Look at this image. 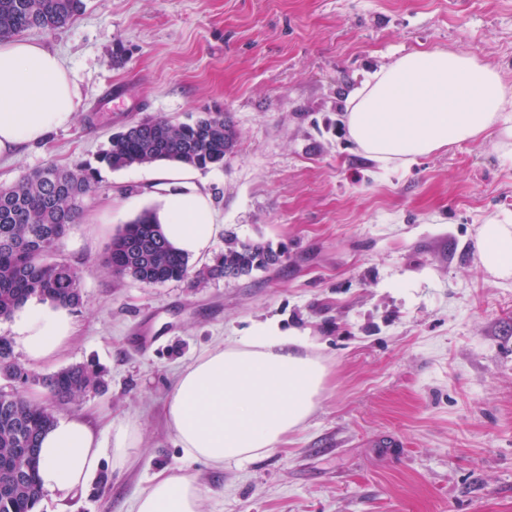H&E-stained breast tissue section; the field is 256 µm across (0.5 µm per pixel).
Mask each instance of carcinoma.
Instances as JSON below:
<instances>
[{
	"mask_svg": "<svg viewBox=\"0 0 512 512\" xmlns=\"http://www.w3.org/2000/svg\"><path fill=\"white\" fill-rule=\"evenodd\" d=\"M86 9V0H0V37L26 30L60 29ZM236 132L221 112L207 113L189 123L163 116L145 117L112 134L97 161L112 170L161 162L208 169L224 166L234 152ZM96 168L48 165L20 181L0 187V319H8L27 301L37 298L68 307L82 304L81 275L70 263L55 258L57 244L75 224L85 199L95 191ZM281 255L260 243L226 241L213 264L190 276L189 260L176 252L146 212L112 238L107 265L145 285L191 279L201 287L210 278H238L279 262ZM0 379L15 390L36 381L27 373L11 341L0 336ZM55 399L75 401L105 385L97 364L66 367L45 378ZM55 422L41 404L0 390V512H32L43 491L37 480L41 436ZM30 468L16 474L21 450Z\"/></svg>",
	"mask_w": 512,
	"mask_h": 512,
	"instance_id": "1",
	"label": "carcinoma"
}]
</instances>
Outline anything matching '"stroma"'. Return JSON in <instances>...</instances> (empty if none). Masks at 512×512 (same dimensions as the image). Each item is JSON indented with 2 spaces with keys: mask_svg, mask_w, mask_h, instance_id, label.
I'll return each mask as SVG.
<instances>
[{
  "mask_svg": "<svg viewBox=\"0 0 512 512\" xmlns=\"http://www.w3.org/2000/svg\"><path fill=\"white\" fill-rule=\"evenodd\" d=\"M25 36L60 55L80 103L71 127L0 157V185L94 161L147 116L223 112L236 151L198 177L218 213L212 251L232 235L283 254L202 288L114 274L112 238L177 181L101 168L56 251L81 273L79 334L51 363L14 353L42 376L100 364L105 390L55 417L133 420L142 442L103 467L104 494L47 492L33 512H128L162 472L194 477L204 512H512V278L476 244L512 215V164L491 132L383 169L342 122L348 96L413 51L473 54L512 83V0H87ZM267 321L326 366L315 411L247 462L186 457L167 421L178 375Z\"/></svg>",
  "mask_w": 512,
  "mask_h": 512,
  "instance_id": "35a3bbf8",
  "label": "stroma"
}]
</instances>
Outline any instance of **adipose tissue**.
<instances>
[{
	"label": "adipose tissue",
	"instance_id": "1",
	"mask_svg": "<svg viewBox=\"0 0 512 512\" xmlns=\"http://www.w3.org/2000/svg\"><path fill=\"white\" fill-rule=\"evenodd\" d=\"M79 103L57 53L27 39H0V156L69 128ZM344 123L366 157L404 166L493 129L512 140V85L474 56L414 52L375 72L348 98ZM180 177L185 188L162 198L156 219L178 252L199 257L213 244L217 215L209 193L193 185L192 169ZM477 248L488 271L512 278L511 217L482 224ZM12 329L29 358L48 362L71 343L74 318L69 307L29 301L14 311ZM304 348L301 336L265 323L197 357L180 373L167 407L183 454L220 468L240 464L303 425L326 377L325 366ZM140 442L132 422L116 426L107 441L84 419L56 420L40 441L39 483L67 499L93 485L103 464L123 467ZM202 499L193 477L162 474L129 512H202Z\"/></svg>",
	"mask_w": 512,
	"mask_h": 512
}]
</instances>
